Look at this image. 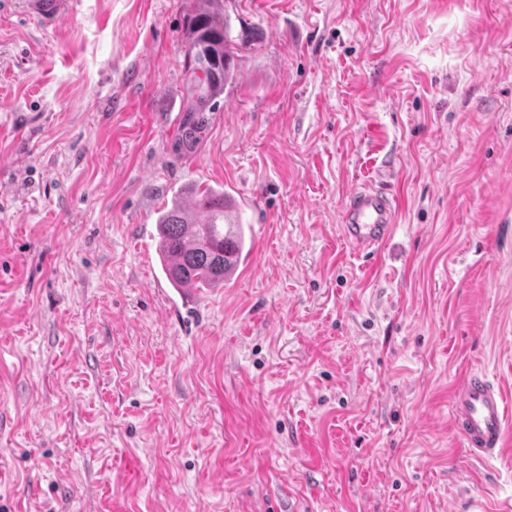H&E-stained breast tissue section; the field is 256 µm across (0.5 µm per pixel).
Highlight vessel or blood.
<instances>
[{"label":"vessel or blood","mask_w":512,"mask_h":512,"mask_svg":"<svg viewBox=\"0 0 512 512\" xmlns=\"http://www.w3.org/2000/svg\"><path fill=\"white\" fill-rule=\"evenodd\" d=\"M23 8L48 25L62 22L72 11L71 0H23ZM394 197L375 185L356 187L348 195L340 226L343 240L365 258H375L396 227ZM508 413L501 388L484 373H469L454 393L450 420L474 458H496L505 443Z\"/></svg>","instance_id":"b4317fda"}]
</instances>
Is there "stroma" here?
Returning <instances> with one entry per match:
<instances>
[{
	"label": "stroma",
	"instance_id": "obj_1",
	"mask_svg": "<svg viewBox=\"0 0 512 512\" xmlns=\"http://www.w3.org/2000/svg\"><path fill=\"white\" fill-rule=\"evenodd\" d=\"M194 5L0 0V512H512V417L488 464L449 420L472 370L512 407V0H223L186 151ZM193 185L248 256L182 296L156 221ZM24 11L47 25L62 22L72 11L73 3L67 0H24ZM196 2L187 16L188 86L193 100L183 120V133L179 139L188 151L200 141L199 134L207 123L204 114L212 99L224 90L225 81L232 76L236 57L228 22L220 10L221 0ZM396 215L394 197L372 184L356 187L343 205L342 238L358 254L373 260L379 247L392 236Z\"/></svg>",
	"mask_w": 512,
	"mask_h": 512
}]
</instances>
